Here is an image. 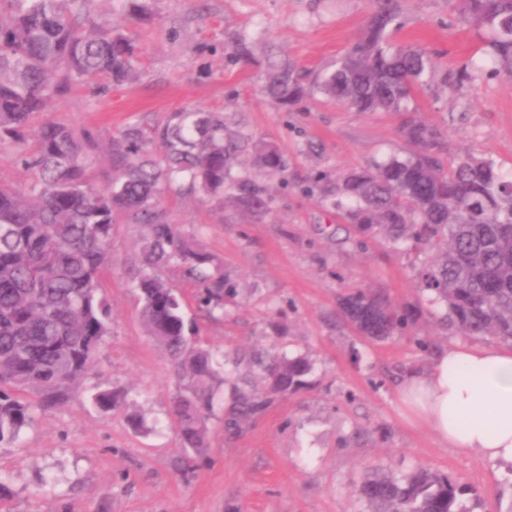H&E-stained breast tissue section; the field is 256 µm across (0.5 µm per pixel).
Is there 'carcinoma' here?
I'll return each instance as SVG.
<instances>
[{
    "label": "carcinoma",
    "mask_w": 512,
    "mask_h": 512,
    "mask_svg": "<svg viewBox=\"0 0 512 512\" xmlns=\"http://www.w3.org/2000/svg\"><path fill=\"white\" fill-rule=\"evenodd\" d=\"M90 0H0V146L20 155L33 179L0 185V444L16 442L38 413L64 403L97 364L112 312L101 288L112 262L116 217L141 226L133 287L147 334L170 359L172 424L184 479L209 448V422L223 401L224 431L237 435L277 397L303 389L314 361L306 353L255 350L234 353L241 381L221 374L215 355L198 339L199 327L183 296L163 277L179 268L200 285L197 307L210 318L228 317L241 291L214 265L194 234L173 224L162 195L186 189L201 198L225 194L260 214L273 208L268 188L234 173L242 158L270 176L287 163L279 148L260 143L222 112L183 109L160 126L129 123L112 138V176L104 189L89 184L97 138L89 130L47 118L53 98L77 85L104 90L138 78L130 38L108 18L92 31L79 21ZM362 35L314 82L297 65H274L266 86L272 104L292 108L320 93L358 112H406L403 156L336 179V204L365 236L381 234L424 255L420 291L447 310L459 335L512 344V177L489 157L459 155L445 163L448 132L415 116L414 94L437 74L424 48L399 45V0H373ZM464 20L493 38L484 43L491 72L512 76V0H458ZM130 22L145 19L142 0H125ZM486 71L472 62L456 75L476 82ZM341 315L360 336L382 342L400 336L409 315L380 290L352 289L338 298ZM31 389L34 403L17 392ZM92 403L104 411L129 407L124 390H100ZM362 512H473L478 490L423 466L406 472L377 465L359 478Z\"/></svg>",
    "instance_id": "cac0c4a2"
}]
</instances>
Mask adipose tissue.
<instances>
[{"label":"adipose tissue","mask_w":512,"mask_h":512,"mask_svg":"<svg viewBox=\"0 0 512 512\" xmlns=\"http://www.w3.org/2000/svg\"><path fill=\"white\" fill-rule=\"evenodd\" d=\"M410 411L455 453L512 463V349L452 346L401 388Z\"/></svg>","instance_id":"adipose-tissue-1"}]
</instances>
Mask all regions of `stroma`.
Returning <instances> with one entry per match:
<instances>
[{
    "mask_svg": "<svg viewBox=\"0 0 512 512\" xmlns=\"http://www.w3.org/2000/svg\"><path fill=\"white\" fill-rule=\"evenodd\" d=\"M144 3L149 19L139 24L127 23L122 0L90 4L93 18H111L137 46V80L104 93L74 88L48 113L105 141L127 123L152 125L194 107L224 112L255 139L277 145L288 164L285 178L253 172L274 197L269 213L185 191L166 193L163 206L247 291L231 317L199 319L204 344L222 356L277 339L287 351L310 352L314 372L308 386L276 399L241 435H225L221 417H213L206 458L179 478L171 363L147 335L131 283L142 229L117 223L114 261L103 279L112 334L95 373L19 441L0 447V475L12 489L0 512H360L354 485L377 464L450 474L480 490L474 512H503L512 503V471L440 445L400 399L408 370L464 341L420 292L418 257L387 238L361 236L343 209L306 190L315 173L333 177L403 153L401 113H363L320 97L283 112L263 92L270 62L292 59L312 79L341 57L365 25L371 0ZM400 5L396 42L426 48L450 73L472 57L479 36L456 0ZM237 37L251 42L252 56L234 64L226 50ZM414 106L422 120L447 130L448 157L487 154L512 174V79L492 74L460 88L438 79ZM351 288L385 290L410 311L412 324L389 341L359 336L337 305ZM273 321L284 337H274ZM112 387L128 392L142 430L88 403L91 392Z\"/></svg>",
    "mask_w": 512,
    "mask_h": 512,
    "instance_id": "stroma-1",
    "label": "stroma"
}]
</instances>
